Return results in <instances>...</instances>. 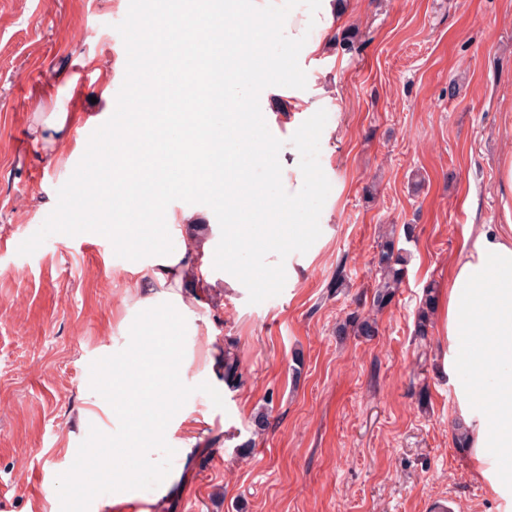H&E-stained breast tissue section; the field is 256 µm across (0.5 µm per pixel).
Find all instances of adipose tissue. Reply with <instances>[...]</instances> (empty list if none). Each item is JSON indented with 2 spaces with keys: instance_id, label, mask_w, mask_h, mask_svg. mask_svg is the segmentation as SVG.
<instances>
[{
  "instance_id": "obj_1",
  "label": "adipose tissue",
  "mask_w": 512,
  "mask_h": 512,
  "mask_svg": "<svg viewBox=\"0 0 512 512\" xmlns=\"http://www.w3.org/2000/svg\"><path fill=\"white\" fill-rule=\"evenodd\" d=\"M288 73L296 95L288 104V132L305 142L315 120L316 105L300 95L303 69H282L278 60L267 65L263 80H252L248 107H255L281 73ZM184 139L196 160L195 165L178 168L183 186L213 189L222 180L209 168L215 148L216 131L197 125L184 131ZM166 148L151 157L129 158L113 151L108 158V177L100 187L108 199L124 202L127 213H134L139 196L138 183L143 168H150L156 182L169 178L163 166ZM501 199L505 221L484 224L471 241L465 242L447 289L437 297L441 339L446 348L442 372L456 396L459 431L465 446L492 494L512 498V154L502 157L499 167ZM234 192L225 196V241L246 242L271 248L273 243L297 245L307 232L304 224L289 223L270 231L259 215L240 203L252 188L246 181H233ZM179 244H166L164 237L146 238L135 224L114 226L116 238L134 244L135 254L156 253L157 259L138 284L136 308L150 314L154 328L149 335L135 334L128 342V353L112 362L117 375L113 386L124 391L125 405L118 418L125 425L112 455L101 457L90 482L109 481L113 501L133 499L139 489V473L153 468L156 496H163L178 475L164 465L166 456L187 459L197 444L198 421L182 404L181 379L194 359L192 347L176 339L175 327L182 323L194 294L210 284V256L196 245L194 228L173 224ZM194 293H186L185 284Z\"/></svg>"
}]
</instances>
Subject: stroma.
Listing matches in <instances>:
<instances>
[{
  "label": "stroma",
  "mask_w": 512,
  "mask_h": 512,
  "mask_svg": "<svg viewBox=\"0 0 512 512\" xmlns=\"http://www.w3.org/2000/svg\"><path fill=\"white\" fill-rule=\"evenodd\" d=\"M343 24L307 73L318 107L295 152L280 78L257 111L284 161L316 185L296 213L306 248L239 247L245 283H224V214L205 192L165 207L196 225L213 286L183 324L186 344L215 337L238 360L221 403L183 379L200 421L197 448L149 512H426L454 497L460 512H506L456 439L457 405L441 372L440 320L417 314L443 289L470 227L503 223L499 161L512 152V0H342ZM124 0H0V487L10 512H69L38 480L95 471L123 427L112 420V357L143 269L112 234L114 213L71 237L64 199L89 145L105 151L125 75L115 26ZM354 51L342 48L345 34ZM72 117L54 146L34 139L51 114ZM409 225L407 271L392 304L372 313L379 227ZM344 287H336L337 276ZM374 318V336L355 319ZM88 413L86 431L73 418ZM267 411L264 431L253 418Z\"/></svg>",
  "instance_id": "obj_1"
}]
</instances>
